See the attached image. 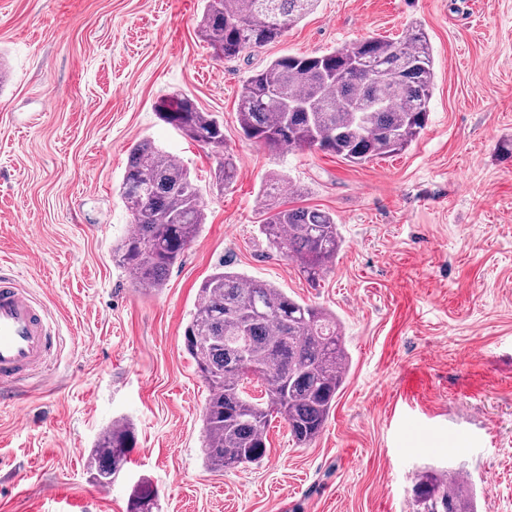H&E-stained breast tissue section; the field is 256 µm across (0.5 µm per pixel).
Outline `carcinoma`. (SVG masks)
I'll list each match as a JSON object with an SVG mask.
<instances>
[{
  "label": "carcinoma",
  "instance_id": "carcinoma-1",
  "mask_svg": "<svg viewBox=\"0 0 512 512\" xmlns=\"http://www.w3.org/2000/svg\"><path fill=\"white\" fill-rule=\"evenodd\" d=\"M319 0H206L199 33L215 57H236L281 40ZM434 86L432 49L411 27L399 40L369 37L319 55H283L242 85L237 121L245 138L269 150L317 149L352 164L406 150L425 128ZM159 118L192 140L224 146V125L183 94L157 107ZM236 173L225 154L215 173ZM133 229L112 245V260L137 288L158 291L206 223L190 171L148 140L130 150L119 187ZM268 245L294 262L311 284L342 247L336 218L320 209L269 207L260 225ZM246 337L245 346L237 339ZM184 346L210 388L203 413L204 456L214 470L258 464L267 454L268 416L284 415L298 445L324 428L349 365L342 326L327 309L281 288L219 267L201 285ZM258 380L265 395L247 385ZM133 423L107 427L87 455L93 481L107 487L135 444ZM459 468L429 469L413 487V512H476ZM156 492L137 486L128 512H153Z\"/></svg>",
  "mask_w": 512,
  "mask_h": 512
}]
</instances>
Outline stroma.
Here are the masks:
<instances>
[{"instance_id":"obj_1","label":"stroma","mask_w":512,"mask_h":512,"mask_svg":"<svg viewBox=\"0 0 512 512\" xmlns=\"http://www.w3.org/2000/svg\"><path fill=\"white\" fill-rule=\"evenodd\" d=\"M203 0H0V261L59 335L54 383L0 400V512H412L416 474L463 467L478 512H512V0H320L278 42L213 57ZM420 23L434 50L430 115L400 155L362 165L275 153L237 122L244 80L285 54H320ZM181 93L224 124L213 149L161 121ZM181 161L207 220L164 288L112 261L131 228L119 193L131 147ZM233 154L236 176L215 170ZM336 217L344 244L318 285L258 231L262 184ZM336 313L351 363L317 440L283 415L257 465L203 464L210 389L183 341L220 264ZM134 423L112 485L86 470L100 432ZM156 492L150 484L137 486L129 500L128 512H153Z\"/></svg>"}]
</instances>
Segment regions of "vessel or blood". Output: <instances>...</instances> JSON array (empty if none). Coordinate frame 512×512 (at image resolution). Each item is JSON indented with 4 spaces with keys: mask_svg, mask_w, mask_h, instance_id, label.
Returning <instances> with one entry per match:
<instances>
[{
    "mask_svg": "<svg viewBox=\"0 0 512 512\" xmlns=\"http://www.w3.org/2000/svg\"><path fill=\"white\" fill-rule=\"evenodd\" d=\"M56 338L49 312L24 288L13 272L0 269V398L44 372Z\"/></svg>",
    "mask_w": 512,
    "mask_h": 512,
    "instance_id": "obj_1",
    "label": "vessel or blood"
}]
</instances>
